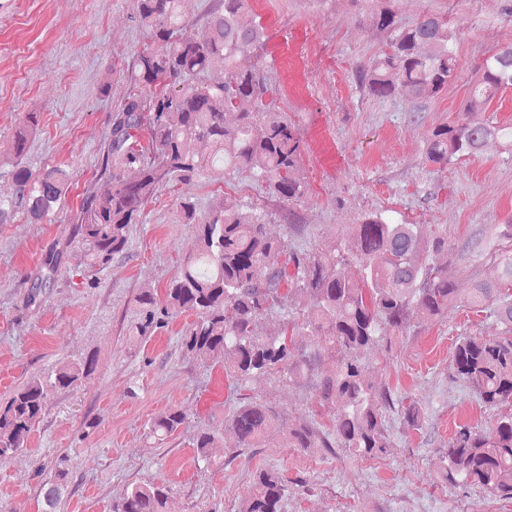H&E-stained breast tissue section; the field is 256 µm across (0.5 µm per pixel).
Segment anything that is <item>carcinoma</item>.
I'll list each match as a JSON object with an SVG mask.
<instances>
[{
	"instance_id": "1",
	"label": "carcinoma",
	"mask_w": 512,
	"mask_h": 512,
	"mask_svg": "<svg viewBox=\"0 0 512 512\" xmlns=\"http://www.w3.org/2000/svg\"><path fill=\"white\" fill-rule=\"evenodd\" d=\"M136 20L152 41L128 64L131 77L148 88L130 95L110 115L107 146L101 159L102 187L87 190L81 200L72 236L91 271L101 273L127 253L131 225L159 190L212 173L234 178L256 174L269 195L288 205L304 198L307 184L297 177L303 162V141L281 112L265 102L268 85L254 70L237 65L246 46L261 47L265 29L244 27L239 16L251 0H215L198 36H186L184 0H135ZM375 25L390 33L389 51L359 70L361 83L379 99L405 92L417 98L434 96L460 79L448 20L426 14L398 27L391 7L375 16ZM512 88V42L501 45L478 67L457 117L425 136L427 163L440 169L481 153L500 141L512 150V126L491 119L474 122L502 91ZM237 112L233 125L224 114ZM38 130V113L28 112L15 133L8 165L10 183L0 189V224L23 211L33 224L55 214L72 184L69 172L50 168L33 172L23 163L28 140ZM185 223L195 229L196 250L186 256L178 275L163 294L143 288L136 297V317L128 335L145 341L189 312L195 320L182 336V347L203 364L224 362V374L235 382L285 373L295 380L319 354L297 345L296 337L323 336L333 347L351 354L387 336H403L415 323L443 320L457 303V291L438 264L437 255L463 256L484 250V238L462 243L427 231L422 224L394 223L366 214L345 229L347 244L326 245L314 252L288 251L271 239L262 214L254 207L216 195L208 210L180 204ZM64 250L50 249L42 260L46 274L36 278L27 304L36 303L51 286ZM498 280L474 281L469 300L489 306L508 335L463 336L449 367L489 407L512 406V250L495 255ZM359 277L344 275L350 260ZM305 290L312 308L303 323L284 321L271 336H257L261 316L286 308L294 291ZM95 370L91 357L67 363L47 376H37L0 406V462L26 449L28 437L44 413L51 394L75 387ZM320 397L336 400L342 410L333 430L317 432L289 425L266 404L246 401L224 419L241 448H256L270 433H279L290 448H350L375 458L391 447L383 409L391 395L367 381L357 359L349 356L336 371L318 381ZM186 415L172 408L155 417L149 438L162 445L179 431ZM221 435L197 434L194 445L200 469L212 466L209 449ZM442 478L453 486H479L494 496L512 499V413L489 429L463 424L448 439ZM68 472L58 468L41 484L43 512H57L67 489ZM285 485L273 469L255 474L241 512H282ZM170 490L153 483L135 484L112 501L111 512H164Z\"/></svg>"
}]
</instances>
